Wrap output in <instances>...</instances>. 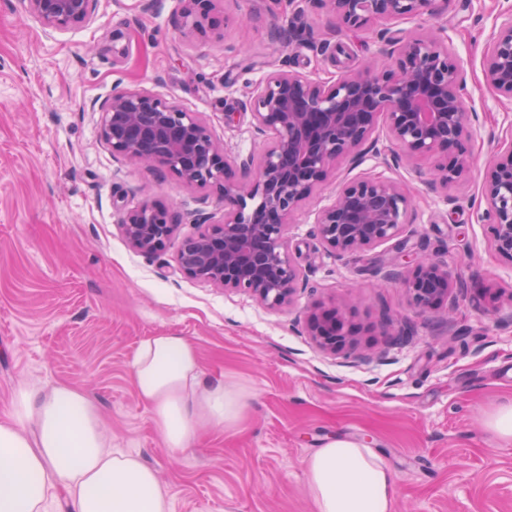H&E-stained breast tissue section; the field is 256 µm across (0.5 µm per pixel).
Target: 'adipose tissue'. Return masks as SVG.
Masks as SVG:
<instances>
[{
  "mask_svg": "<svg viewBox=\"0 0 512 512\" xmlns=\"http://www.w3.org/2000/svg\"><path fill=\"white\" fill-rule=\"evenodd\" d=\"M134 390L172 452L203 425L233 428L251 387L208 374L196 346L174 333L145 340L131 364ZM313 512H393L396 479L381 456L335 437L304 462ZM74 512H170L169 492L140 456L113 449L97 402L69 385L18 386L0 413V512H50L58 491Z\"/></svg>",
  "mask_w": 512,
  "mask_h": 512,
  "instance_id": "ef3b65f1",
  "label": "adipose tissue"
}]
</instances>
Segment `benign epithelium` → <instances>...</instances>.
Listing matches in <instances>:
<instances>
[{
	"instance_id": "obj_1",
	"label": "benign epithelium",
	"mask_w": 512,
	"mask_h": 512,
	"mask_svg": "<svg viewBox=\"0 0 512 512\" xmlns=\"http://www.w3.org/2000/svg\"><path fill=\"white\" fill-rule=\"evenodd\" d=\"M27 14L45 30L90 21L98 0H23ZM217 0H184V33L204 32L203 21ZM337 19V32H356L376 20L432 14L437 0H319ZM389 59L379 72L346 73L334 81L312 80L278 70L269 75L250 101L253 132L268 149L254 177L246 157L236 165L197 113L141 89L117 88L97 112L101 143L117 161L162 167L190 186L221 181L224 220L200 222L177 253L173 271L200 283L249 293L265 307H290L301 273L289 252L290 220L312 191L326 183L336 162H359L380 154L372 133L384 124L400 152L395 162L434 156L433 182L444 186L470 166L466 147L474 115L460 94L458 60L437 39L405 37L386 30ZM488 84L512 101V13L495 28L483 61ZM498 158L482 180L483 220L495 254L512 262V136L497 140ZM411 203L397 183L365 177L340 183L334 201L315 218L316 236L341 258L365 252L402 234ZM177 224L170 208L157 203L127 211L120 223L128 245L152 255L161 251ZM382 280L398 282L411 308L424 315L439 310L454 288L448 262L424 255L412 269L385 271ZM307 331L331 354L348 352L354 330L336 308L309 316Z\"/></svg>"
}]
</instances>
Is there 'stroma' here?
<instances>
[{"instance_id": "1", "label": "stroma", "mask_w": 512, "mask_h": 512, "mask_svg": "<svg viewBox=\"0 0 512 512\" xmlns=\"http://www.w3.org/2000/svg\"><path fill=\"white\" fill-rule=\"evenodd\" d=\"M183 0H99L94 19L45 32L21 0H0V412L22 384L67 383L96 399L113 448L139 455L167 488L171 512H311L304 460L330 437L373 448L397 483L394 512H512V444L485 418L512 404V261L488 245L480 185L494 139L512 135V102L486 83L484 50L512 0H440L435 14L374 22L332 35L333 16L313 0H219L192 37L180 28ZM331 47L282 44L269 32L295 11ZM446 36L463 72L462 97L477 113L471 168L445 189L427 181L431 159L399 167L366 155L340 160L329 184L305 200L289 233L302 277L292 306L268 310L244 292L212 288L173 271L183 222L165 248L129 247L123 213L145 203L221 221L219 186L185 184L166 169L113 159L99 115L84 103L114 87L148 90L198 113L228 157L262 158L247 102L276 69L326 80L384 63L383 28ZM232 120H225V113ZM384 176L411 208L402 234L410 252L386 243L342 260L313 224L337 185ZM440 254L455 277L489 288L481 302L458 294L455 314L418 315L407 292L367 264H411ZM346 309L358 350L320 351L305 319L315 304ZM453 316L451 326L438 320ZM413 336L388 344L382 318ZM178 333L204 369L253 387L243 422L203 428L195 447L171 453L130 377L147 338Z\"/></svg>"}]
</instances>
